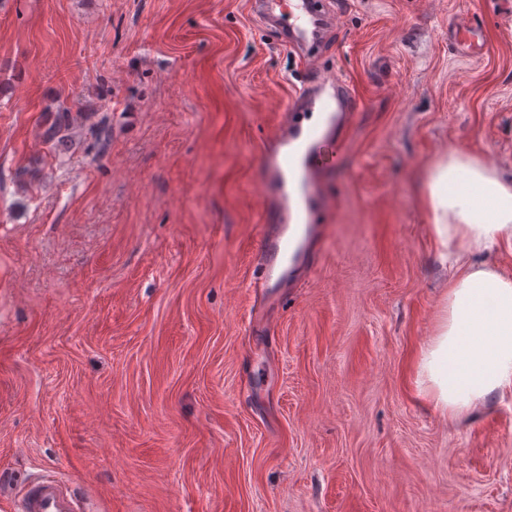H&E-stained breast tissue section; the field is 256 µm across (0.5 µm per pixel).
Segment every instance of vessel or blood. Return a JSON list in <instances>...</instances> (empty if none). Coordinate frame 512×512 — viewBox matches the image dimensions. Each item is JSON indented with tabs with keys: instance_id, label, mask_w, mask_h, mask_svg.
<instances>
[{
	"instance_id": "1",
	"label": "vessel or blood",
	"mask_w": 512,
	"mask_h": 512,
	"mask_svg": "<svg viewBox=\"0 0 512 512\" xmlns=\"http://www.w3.org/2000/svg\"><path fill=\"white\" fill-rule=\"evenodd\" d=\"M260 21L274 29L281 42L301 62L304 80L295 108L289 109L287 150L270 156L271 193L267 211L278 221L264 231L259 251L265 272H272L277 258L303 248L312 239L315 224L301 208L317 188L327 161L317 144L335 140L341 122L358 108L351 89L336 71L319 64L320 47L326 33L334 29L341 13L338 0H252ZM482 16H473L448 27V39L458 54L473 57L482 46L476 40ZM319 111L325 120L318 126H304V111ZM13 512H90L86 499L71 492L63 481L40 478L31 481L18 495Z\"/></svg>"
}]
</instances>
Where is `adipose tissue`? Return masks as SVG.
I'll list each match as a JSON object with an SVG mask.
<instances>
[{
  "mask_svg": "<svg viewBox=\"0 0 512 512\" xmlns=\"http://www.w3.org/2000/svg\"><path fill=\"white\" fill-rule=\"evenodd\" d=\"M423 183L430 234L452 263L443 317L419 351L416 386L434 409L461 415L512 388V276L467 258L472 250L512 249V179L451 152Z\"/></svg>",
  "mask_w": 512,
  "mask_h": 512,
  "instance_id": "adipose-tissue-1",
  "label": "adipose tissue"
}]
</instances>
